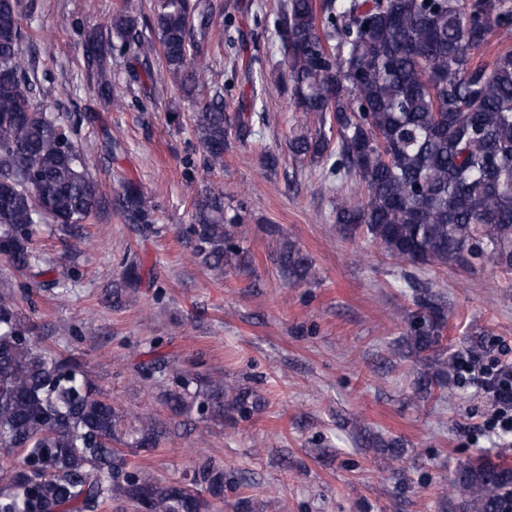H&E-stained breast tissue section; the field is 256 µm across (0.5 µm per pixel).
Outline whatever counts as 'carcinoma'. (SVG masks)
<instances>
[{"label":"carcinoma","mask_w":512,"mask_h":512,"mask_svg":"<svg viewBox=\"0 0 512 512\" xmlns=\"http://www.w3.org/2000/svg\"><path fill=\"white\" fill-rule=\"evenodd\" d=\"M153 10L151 37L127 6L112 13L106 37H85L100 98L116 110L126 105L102 65L107 54L132 60L152 87L169 82L188 96L209 88L190 121L207 169L221 170L230 135L247 139L267 115H231L224 87L207 85L208 67L197 59L212 25L208 4L153 0ZM277 25L284 59L276 90L318 125L292 137L289 150L330 163L327 177L354 185L336 206V223L396 261L479 262L512 272V51L474 63L494 32H512V0H282ZM24 39L19 0H0V253L51 291L66 285L35 250L39 231L75 234L100 209L101 193L73 138L78 120L36 98ZM119 182L124 222L155 231L154 198ZM192 217L196 262L217 280L249 269L238 243L242 224L228 215L224 192L202 195ZM277 264L291 283L311 270L292 244ZM122 266L123 283L137 284L140 259ZM421 308L404 347L432 353L424 381L445 384L453 367L443 359L446 319L429 299ZM161 401L201 433L224 425L229 413L247 419L260 407L250 388L199 373L181 375ZM169 439L161 419L128 417L80 361L40 346L13 292L0 291V512H98L106 502L137 504L144 491L153 512H207L228 483L213 462L168 484L146 468L128 469L125 449L149 451ZM454 488L455 512H512V466L503 459L479 455L461 464Z\"/></svg>","instance_id":"cac0c4a2"}]
</instances>
